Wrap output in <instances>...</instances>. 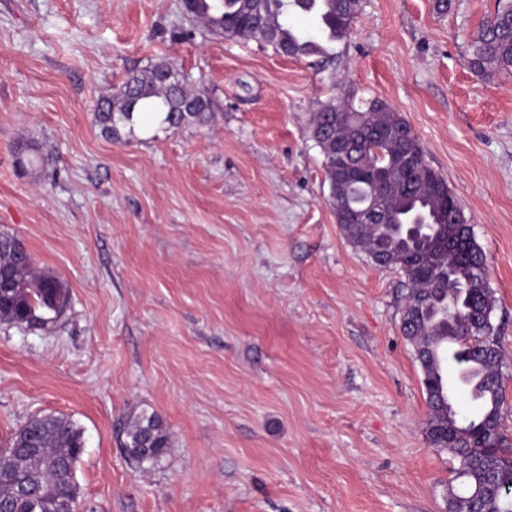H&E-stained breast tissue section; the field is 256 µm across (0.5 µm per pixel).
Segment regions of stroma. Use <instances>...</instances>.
<instances>
[{
    "instance_id": "obj_1",
    "label": "stroma",
    "mask_w": 512,
    "mask_h": 512,
    "mask_svg": "<svg viewBox=\"0 0 512 512\" xmlns=\"http://www.w3.org/2000/svg\"><path fill=\"white\" fill-rule=\"evenodd\" d=\"M498 0H361L327 63L209 33L182 0H0V232L68 290L56 323H0V448L29 420L84 433L78 512H448L400 329L407 285L341 235L309 132L379 99L461 201L489 268L512 440V73L473 70ZM166 60L215 117L102 134L99 99ZM32 145L45 158L16 164ZM171 452L125 459L118 420ZM118 442L128 463L146 473L169 452L170 433L157 414L133 411L119 423Z\"/></svg>"
}]
</instances>
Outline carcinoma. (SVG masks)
<instances>
[{"label": "carcinoma", "mask_w": 512, "mask_h": 512, "mask_svg": "<svg viewBox=\"0 0 512 512\" xmlns=\"http://www.w3.org/2000/svg\"><path fill=\"white\" fill-rule=\"evenodd\" d=\"M188 14L218 35L257 40L279 55L293 59L330 57L329 45L346 38L360 0H185ZM295 15L314 22L310 31L292 23ZM512 15V0H499L473 40L471 67L481 73L512 72V34L502 27ZM161 112L170 127L205 125L213 118L210 99L190 91L183 75L170 62L159 61L133 74L109 97L100 99L94 113L101 132L119 137V127L138 113ZM406 124L381 100L364 108L354 102H328L313 114L311 135L324 159L330 186L347 190L349 206L356 208L370 195L373 173L385 167L370 224H352L349 216L337 220L342 235L363 252L375 237L387 246V265L399 266L407 279L401 330L414 348L427 396L425 436L438 450L465 455L463 474L467 493L448 485V512H512V456L504 448L501 408L504 402L502 355L486 323L493 294L485 282L488 268L474 235L461 234L468 223L464 209L447 183L428 164L413 176L404 171L400 140ZM359 128L365 145L336 162V137ZM21 167L31 171L43 163L36 149L18 155ZM404 224H427L426 234L413 251L403 235ZM0 266L9 270V287L0 293V322L54 323L68 303L61 281L32 265L24 242L0 233ZM452 360L471 386L479 410L462 415L448 403L446 360ZM119 447L128 463L142 473L150 471L170 449V433L155 413L131 412L119 423ZM33 455L23 451L29 444ZM84 448L82 431L64 415L31 419L0 450V512H47L43 498H57V512H77L76 464ZM20 483L32 494L21 499Z\"/></svg>", "instance_id": "cac0c4a2"}]
</instances>
